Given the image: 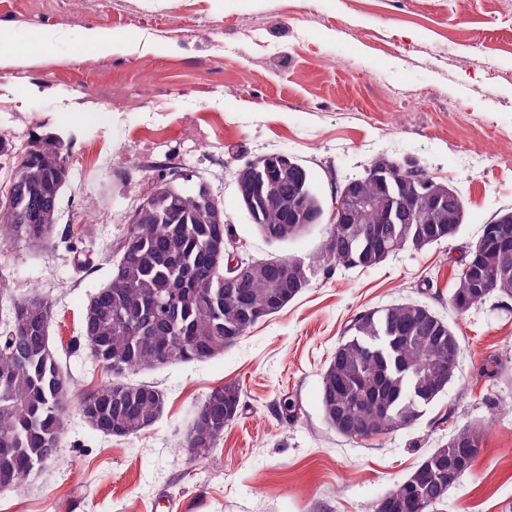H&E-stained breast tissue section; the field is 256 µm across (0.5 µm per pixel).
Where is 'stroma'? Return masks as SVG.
<instances>
[{
  "instance_id": "obj_1",
  "label": "stroma",
  "mask_w": 512,
  "mask_h": 512,
  "mask_svg": "<svg viewBox=\"0 0 512 512\" xmlns=\"http://www.w3.org/2000/svg\"><path fill=\"white\" fill-rule=\"evenodd\" d=\"M0 23L41 55L0 68V136L22 152L58 147L70 169L48 245L0 246V294L55 306L49 342L70 388L62 461L0 492V512H374L465 425L483 430L484 450L433 512H512V310L448 302L466 247L512 208V164L498 159L512 146V0H0ZM93 27L140 48L103 53L83 40ZM277 153L306 167L326 211L386 155L455 188L465 220L377 267L316 274L223 355L125 374L163 393L160 420L126 438L90 428L78 403L112 374L92 363L81 317L112 280L132 207L170 172L209 186L241 255L317 254L327 224L270 242L239 204L235 170ZM405 300L458 336L456 377L416 425L345 439L324 419L323 373L356 313ZM228 383L245 407L211 457H195L194 414Z\"/></svg>"
}]
</instances>
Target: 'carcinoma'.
Returning <instances> with one entry per match:
<instances>
[{
  "label": "carcinoma",
  "mask_w": 512,
  "mask_h": 512,
  "mask_svg": "<svg viewBox=\"0 0 512 512\" xmlns=\"http://www.w3.org/2000/svg\"><path fill=\"white\" fill-rule=\"evenodd\" d=\"M5 168L19 171L20 179L8 204H0V245L39 249L58 223L70 178L67 160L57 148L37 143L18 157L12 142L0 136V170ZM380 175L405 196L437 193L441 204L404 211L390 224L391 202ZM236 177L248 192L238 195L241 206L266 239L285 242L322 223L323 201L296 159L266 155L253 167H240ZM353 181L355 192L371 202L358 225L384 227L370 251L346 235V225L332 224L314 260L253 262L232 288L224 287V246L233 241L222 203L210 198L202 181L192 191L171 179L155 187L132 210L111 284L85 307L82 336L96 360L121 375L213 358L295 299L318 267L374 268L404 248L419 251L455 237L464 222L458 192L420 167L381 156ZM469 279L479 282V290L460 306L456 297ZM494 297L512 298V245L489 248L478 241L462 260L450 304L466 312ZM425 309L409 300L364 310L350 321L322 377V411L332 429L353 440L398 430L407 416L424 413L427 394L455 378L457 367L446 376L439 369L449 348L460 349L459 339L443 318L432 320ZM53 317V304L31 295L14 304L10 337L0 338V491L18 490V479L44 460H61L69 386L46 340ZM164 404V395L150 385L112 381L88 393L79 414L103 435L129 437L154 426ZM241 410L238 385L211 391L196 412L187 447L209 458ZM482 446L481 430L456 429L394 484L375 512H430L471 470Z\"/></svg>",
  "instance_id": "1"
}]
</instances>
